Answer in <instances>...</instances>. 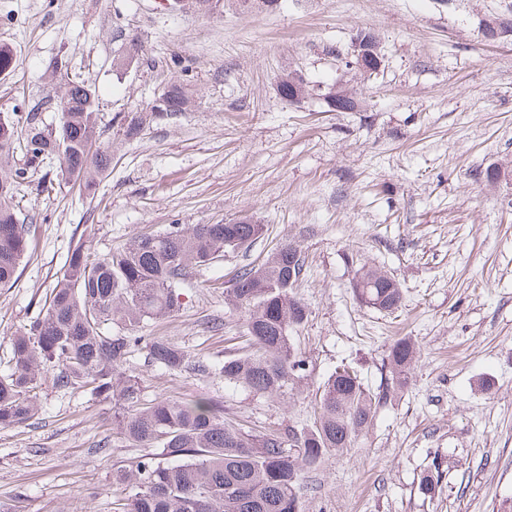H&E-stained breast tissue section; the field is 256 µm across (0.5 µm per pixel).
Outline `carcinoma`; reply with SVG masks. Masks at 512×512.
I'll use <instances>...</instances> for the list:
<instances>
[{"instance_id": "cac0c4a2", "label": "carcinoma", "mask_w": 512, "mask_h": 512, "mask_svg": "<svg viewBox=\"0 0 512 512\" xmlns=\"http://www.w3.org/2000/svg\"><path fill=\"white\" fill-rule=\"evenodd\" d=\"M69 112L50 130L30 112L22 126L0 118V288L12 286L29 246L31 225L13 201L46 162L59 158L57 175L93 188L112 166V154L93 146L98 102L91 85L68 67L54 73ZM191 94L172 82L150 111L185 112ZM22 154L21 167L12 163ZM262 224H173L143 234L104 255L74 248L48 303L26 331L12 338L10 370L0 375V428L27 425L40 411L41 375L53 373L57 389H83L94 398L131 406L116 416L112 436L143 453L129 466L112 468L114 512H300L306 471L351 447L367 429L381 395L373 394L351 367H340L319 389L312 424L257 431L225 416L207 399H144L137 377L124 366L137 350L156 367L178 371L187 354L161 336H138L144 324L172 317L181 307L179 285L188 269L224 256L225 246L255 242ZM301 250L285 243L257 266L239 269L226 289L245 313V346L201 371L255 396H280L302 377L305 360L288 330L307 318L288 279L298 281ZM354 293L380 312L401 307L403 291L381 272L363 266ZM407 339L389 351L393 385L407 384L414 359ZM422 477L421 494L438 489L439 465Z\"/></svg>"}]
</instances>
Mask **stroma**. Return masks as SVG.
<instances>
[{"label":"stroma","instance_id":"1","mask_svg":"<svg viewBox=\"0 0 512 512\" xmlns=\"http://www.w3.org/2000/svg\"><path fill=\"white\" fill-rule=\"evenodd\" d=\"M150 5L0 0V44L16 57L0 73V115L20 122L34 108L57 125L52 71L62 62L95 87L99 143L112 150L95 191L52 183L18 198L36 232L17 283L0 288V373L76 246L105 254L171 224L247 216L263 236L189 273L179 311L143 333L222 362L244 330L225 299L230 279L292 242L305 259L294 293L308 318L292 333L303 379L287 396L259 398L137 353L126 369L145 398L214 399L260 431L306 424L341 365L387 390L390 346L405 338L417 347L407 387L387 391L351 448L308 471L301 512H512V37L481 34L504 0H224L214 14ZM360 25L385 56L375 78L340 60ZM290 71L344 81L360 111L284 101L277 84ZM172 81L195 104L156 117L149 107ZM136 115L139 133L125 137ZM494 168L503 176L492 183L484 173ZM365 265L402 288L394 314L356 299ZM38 398L33 425L0 429V512H112V469L139 454L110 437L113 401L48 377ZM434 462L430 498L418 485Z\"/></svg>","mask_w":512,"mask_h":512}]
</instances>
